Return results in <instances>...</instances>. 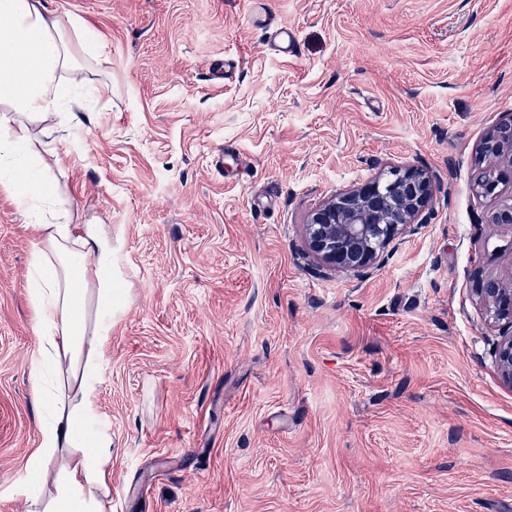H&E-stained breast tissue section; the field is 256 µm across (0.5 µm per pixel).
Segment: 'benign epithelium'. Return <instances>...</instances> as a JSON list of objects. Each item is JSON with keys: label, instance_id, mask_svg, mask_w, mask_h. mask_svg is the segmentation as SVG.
Wrapping results in <instances>:
<instances>
[{"label": "benign epithelium", "instance_id": "1", "mask_svg": "<svg viewBox=\"0 0 512 512\" xmlns=\"http://www.w3.org/2000/svg\"><path fill=\"white\" fill-rule=\"evenodd\" d=\"M477 157L491 164L487 180L477 184L480 195H494L499 185L512 182V116L487 133ZM433 196L428 171L417 166L393 167L388 177H371L316 207L304 224L305 244L330 268L362 271L407 228L425 223ZM490 223L512 224V196L501 201ZM477 293L487 320L505 324L494 359L502 381L512 388V275L480 281Z\"/></svg>", "mask_w": 512, "mask_h": 512}]
</instances>
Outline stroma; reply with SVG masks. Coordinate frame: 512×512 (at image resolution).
<instances>
[{"label": "stroma", "instance_id": "stroma-1", "mask_svg": "<svg viewBox=\"0 0 512 512\" xmlns=\"http://www.w3.org/2000/svg\"><path fill=\"white\" fill-rule=\"evenodd\" d=\"M46 3L108 41L79 135L30 129L112 235L89 421L112 512H512V388L475 294L512 272V225L473 191L512 114V0ZM405 164L435 177L426 223L361 273L308 254L311 210ZM32 248L0 188V512H36Z\"/></svg>", "mask_w": 512, "mask_h": 512}]
</instances>
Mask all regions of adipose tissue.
Here are the masks:
<instances>
[{
	"mask_svg": "<svg viewBox=\"0 0 512 512\" xmlns=\"http://www.w3.org/2000/svg\"><path fill=\"white\" fill-rule=\"evenodd\" d=\"M108 45L91 23L48 9L44 0H0V187L8 190L33 241L29 294L41 361L59 378L34 375L32 394L52 414L28 457L33 485L52 478L42 512H112V436L89 425L100 353L119 296L105 224L73 222L57 191L68 163L39 150L25 123L72 132L112 82L98 76Z\"/></svg>",
	"mask_w": 512,
	"mask_h": 512,
	"instance_id": "ef3b65f1",
	"label": "adipose tissue"
}]
</instances>
